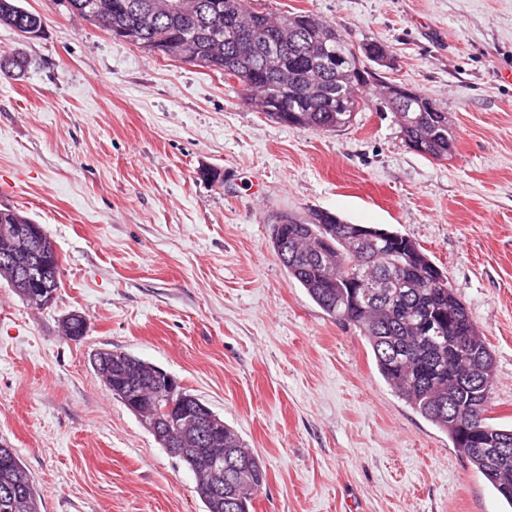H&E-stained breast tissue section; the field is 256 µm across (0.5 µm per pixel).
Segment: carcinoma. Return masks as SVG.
Segmentation results:
<instances>
[{"label":"carcinoma","mask_w":512,"mask_h":512,"mask_svg":"<svg viewBox=\"0 0 512 512\" xmlns=\"http://www.w3.org/2000/svg\"><path fill=\"white\" fill-rule=\"evenodd\" d=\"M82 20L95 19L107 31L112 25L129 29L136 38L148 40L157 30H166L184 43L207 68L224 73H257L259 83L244 89L255 93L256 106L270 118L289 125L334 131L349 125L360 111L363 98L338 106L336 92L362 74L360 86L376 80V69L367 67L387 51L376 42L360 46L361 56L352 53L343 37L323 48L313 44L310 31L325 27L307 12L271 18L256 10L252 0H193L194 11L172 8L181 0H152L153 14L145 24L126 8L129 0H56ZM0 23L20 33L45 29V18L18 4L0 0ZM275 31L285 40L281 56L268 55L265 36ZM341 53L349 62L322 72L321 61L329 53ZM404 139L427 132L429 157L446 160L452 156L456 136L448 113L428 96L413 93V109L394 112ZM33 220L13 209H0V225L31 224ZM343 223L337 215L314 211L304 219L286 217L273 230V249L288 277L330 317L358 330L370 347L384 381L423 418L446 432L454 447H461L459 424H469L474 409L489 411L496 386L492 354L475 327L470 314L453 289L428 288L424 274L432 261L417 244L404 236L378 241L358 258L351 243L336 233ZM368 276L377 279L369 288L376 301L365 305L351 299V285ZM130 377L123 362L112 363L103 382L122 391ZM482 435L492 447L509 448L508 457L489 465L479 455L469 462L512 506V429L482 419ZM172 437L187 448H198L182 461L196 478V492L206 512H249L252 496L266 481L262 462L246 449L240 436L227 424L215 431L212 443H200L192 431L171 423ZM224 458V471L214 473L204 457ZM222 482L224 495L208 494L211 485ZM0 512H39L34 481L13 449L0 446Z\"/></svg>","instance_id":"obj_1"}]
</instances>
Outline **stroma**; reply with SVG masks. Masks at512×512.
<instances>
[{
  "instance_id": "obj_1",
  "label": "stroma",
  "mask_w": 512,
  "mask_h": 512,
  "mask_svg": "<svg viewBox=\"0 0 512 512\" xmlns=\"http://www.w3.org/2000/svg\"><path fill=\"white\" fill-rule=\"evenodd\" d=\"M260 3L386 45L380 76L447 112L452 157L409 149L375 89L345 128L288 126L223 73L21 0L46 32L0 25V63L26 60L0 75V209L43 225L60 277L44 310L0 282V445L40 512H205L187 465L94 370L96 352L122 351L174 376L262 461L254 512H512L272 247L282 216L314 210L419 244L491 350L489 415L512 426V0ZM71 311L88 321L78 343L60 331Z\"/></svg>"
}]
</instances>
